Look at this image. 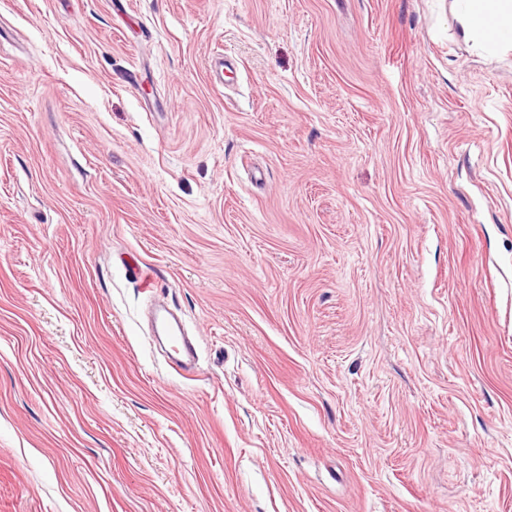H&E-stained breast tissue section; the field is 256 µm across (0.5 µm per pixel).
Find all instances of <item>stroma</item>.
Wrapping results in <instances>:
<instances>
[{
    "mask_svg": "<svg viewBox=\"0 0 512 512\" xmlns=\"http://www.w3.org/2000/svg\"><path fill=\"white\" fill-rule=\"evenodd\" d=\"M0 59V512H512L511 51L452 0H0ZM164 312L165 310H159L156 320L168 345L170 364L177 371H191L194 369L192 345L187 336L183 335L180 326L171 322Z\"/></svg>",
    "mask_w": 512,
    "mask_h": 512,
    "instance_id": "stroma-1",
    "label": "stroma"
}]
</instances>
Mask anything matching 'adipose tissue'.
Listing matches in <instances>:
<instances>
[{"mask_svg": "<svg viewBox=\"0 0 512 512\" xmlns=\"http://www.w3.org/2000/svg\"><path fill=\"white\" fill-rule=\"evenodd\" d=\"M459 21L467 37L512 47V0H457Z\"/></svg>", "mask_w": 512, "mask_h": 512, "instance_id": "obj_1", "label": "adipose tissue"}]
</instances>
